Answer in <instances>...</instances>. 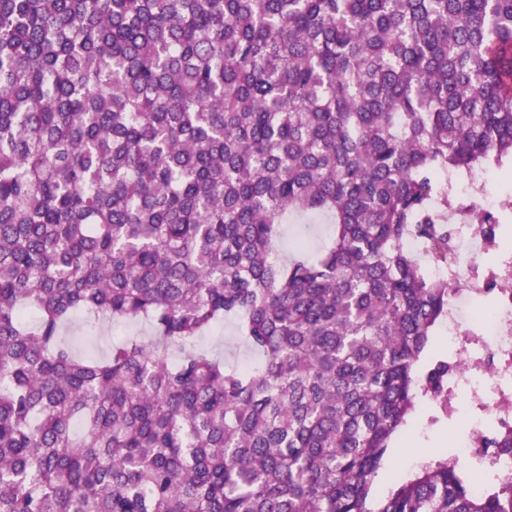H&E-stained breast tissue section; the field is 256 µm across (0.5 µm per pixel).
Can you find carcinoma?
I'll use <instances>...</instances> for the list:
<instances>
[{
    "label": "carcinoma",
    "mask_w": 512,
    "mask_h": 512,
    "mask_svg": "<svg viewBox=\"0 0 512 512\" xmlns=\"http://www.w3.org/2000/svg\"><path fill=\"white\" fill-rule=\"evenodd\" d=\"M512 163V0H0V512H512L454 452L445 178ZM328 214L316 255L275 246ZM145 320L84 359L72 317ZM234 320L256 365L201 339ZM331 230V220L327 216L293 217L284 224V235L278 246V256L284 261L290 259L298 239L308 241L313 253L319 252L328 243ZM436 417L437 421L430 423V418ZM450 428L448 420L442 417L439 409H433L427 413L416 411L408 419L406 426L402 427L391 444L383 466V476L377 482L379 490L387 488V476L395 477L397 474L403 475L413 469L416 464L414 455L420 448H431L428 457L439 455L448 450V429ZM395 448H406L407 455L397 460H393Z\"/></svg>",
    "instance_id": "obj_1"
}]
</instances>
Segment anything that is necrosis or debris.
<instances>
[{
    "label": "necrosis or debris",
    "instance_id": "necrosis-or-debris-1",
    "mask_svg": "<svg viewBox=\"0 0 512 512\" xmlns=\"http://www.w3.org/2000/svg\"><path fill=\"white\" fill-rule=\"evenodd\" d=\"M470 253L448 268L430 266L435 277H447L448 387L468 395L463 454H484L496 471L512 475V452L488 447L500 430L512 429V250L501 249L495 265L483 257L492 249L478 225H464ZM499 282L492 303L461 315L462 301L482 295L487 281Z\"/></svg>",
    "mask_w": 512,
    "mask_h": 512
}]
</instances>
